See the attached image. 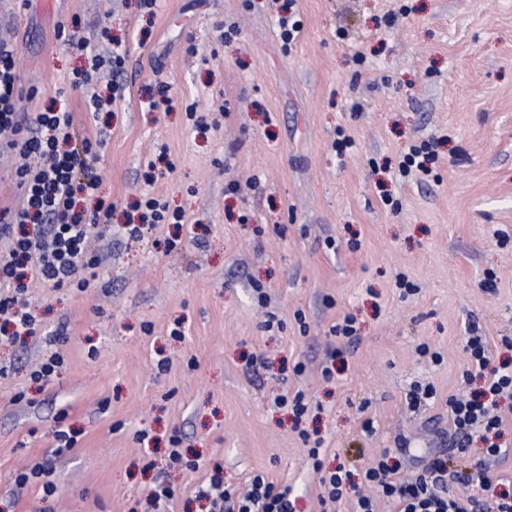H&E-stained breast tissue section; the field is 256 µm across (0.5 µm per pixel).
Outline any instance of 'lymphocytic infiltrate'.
<instances>
[{"label": "lymphocytic infiltrate", "instance_id": "lymphocytic-infiltrate-1", "mask_svg": "<svg viewBox=\"0 0 512 512\" xmlns=\"http://www.w3.org/2000/svg\"><path fill=\"white\" fill-rule=\"evenodd\" d=\"M126 52L113 47L108 66L114 77L108 96L97 93L90 79L77 87L90 111L102 104H116L124 99V85L119 77L124 70ZM16 50L0 42V150L36 158V166L15 169L20 191L14 208L0 211V339L16 343L34 337L39 323L36 309L24 294L31 279H40L55 288L85 291L89 285L88 269L96 265L91 256L92 226L109 221L113 204L98 198L100 179L83 168L82 154L102 149L103 141L84 139L81 148L71 145V112L47 110L25 114L23 93L15 63ZM95 198L94 208L83 201ZM30 224L44 225V233L30 235ZM465 350L469 365L467 380H480L479 388L450 395L448 422L457 439L452 446L466 453L473 439L483 444V457L468 474L449 471L442 458L430 459L425 472L402 475L400 461L382 452L353 475L344 465L327 471L319 458L322 437L311 436L307 429L298 435L308 444L312 468L320 475L322 512H332L354 481L373 488V495L356 494L352 512H376L375 500L391 501L396 512H512V476L492 473L489 464L512 453L502 442L504 416L501 397L512 398V365H490V351L483 336L469 335ZM197 498L207 500L209 512H294L290 490L256 474L250 479L246 494H238L234 485L225 483L220 472L196 488Z\"/></svg>", "mask_w": 512, "mask_h": 512}]
</instances>
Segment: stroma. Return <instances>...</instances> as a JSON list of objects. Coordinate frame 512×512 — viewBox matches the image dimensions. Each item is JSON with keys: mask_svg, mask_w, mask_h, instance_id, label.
Masks as SVG:
<instances>
[{"mask_svg": "<svg viewBox=\"0 0 512 512\" xmlns=\"http://www.w3.org/2000/svg\"><path fill=\"white\" fill-rule=\"evenodd\" d=\"M293 9L303 28L287 49L276 0H0V37L31 95L24 111L55 103L72 112L77 136L105 138L91 165L115 206L90 287L33 289L38 334L0 347V512H143L159 482L177 491L168 512H206L194 490L217 464L227 482L261 473L290 487L295 512H319L318 476L276 396L306 394L303 424L324 439V467L360 468L403 439L399 459L415 473L448 447L432 433L447 431L445 402L466 387L468 327L503 359L512 239L497 234L512 236V0ZM76 17L99 50L117 40L127 51L114 111H87L72 87L89 64L58 31ZM341 132L353 146L340 154ZM428 139L431 174L400 176L403 156ZM251 177L256 191L228 192ZM147 192L185 222L128 238L120 228ZM174 235L181 246L165 253ZM270 313L282 328H265ZM347 314L350 342L329 333ZM422 343L441 362L419 356ZM336 348L342 370L327 381L321 363ZM53 349L65 364L37 389L31 368ZM260 353L266 366L252 368ZM418 383L434 386V404L411 407ZM62 412L80 435L58 454ZM175 432L198 470L170 466ZM39 463L57 485L46 501L12 485Z\"/></svg>", "mask_w": 512, "mask_h": 512, "instance_id": "35a3bbf8", "label": "stroma"}]
</instances>
